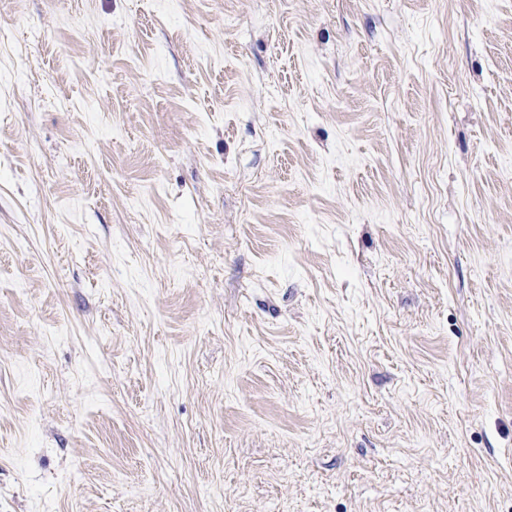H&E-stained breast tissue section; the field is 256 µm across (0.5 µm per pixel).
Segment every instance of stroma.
<instances>
[{
  "instance_id": "35a3bbf8",
  "label": "stroma",
  "mask_w": 512,
  "mask_h": 512,
  "mask_svg": "<svg viewBox=\"0 0 512 512\" xmlns=\"http://www.w3.org/2000/svg\"><path fill=\"white\" fill-rule=\"evenodd\" d=\"M0 512H512V0H0Z\"/></svg>"
}]
</instances>
